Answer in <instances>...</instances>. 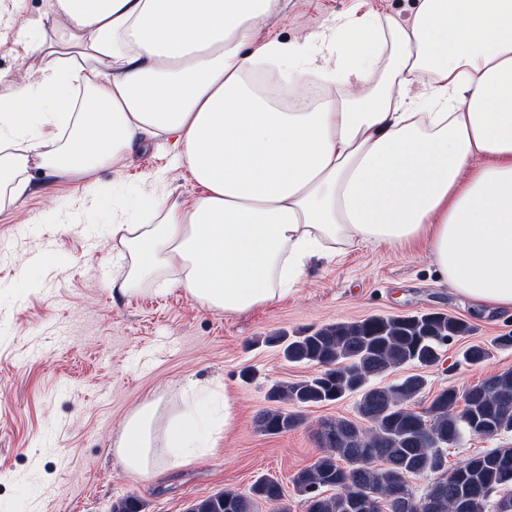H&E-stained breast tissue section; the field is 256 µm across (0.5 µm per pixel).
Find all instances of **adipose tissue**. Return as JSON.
<instances>
[{"mask_svg": "<svg viewBox=\"0 0 512 512\" xmlns=\"http://www.w3.org/2000/svg\"><path fill=\"white\" fill-rule=\"evenodd\" d=\"M287 6L50 0L59 25L29 45L42 67L0 99V191L17 201L35 168L80 180L162 136L199 192L155 197L149 224L113 212V247L129 260L117 295L167 273L235 317L347 248L421 245L448 287L512 311V0H417L405 21L367 14L302 41L264 38ZM261 65L294 108L252 89ZM214 444L197 405L166 421L157 398L114 448L141 478Z\"/></svg>", "mask_w": 512, "mask_h": 512, "instance_id": "obj_1", "label": "adipose tissue"}]
</instances>
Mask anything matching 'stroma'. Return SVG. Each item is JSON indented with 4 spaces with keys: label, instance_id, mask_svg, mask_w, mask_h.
<instances>
[{
    "label": "stroma",
    "instance_id": "stroma-1",
    "mask_svg": "<svg viewBox=\"0 0 512 512\" xmlns=\"http://www.w3.org/2000/svg\"><path fill=\"white\" fill-rule=\"evenodd\" d=\"M416 0H289L266 26L269 37L304 40L334 22L371 13L411 17ZM49 0H0V74H31L43 64L27 50L39 26H51ZM33 186L0 208V512H111L133 494L144 512H185L216 492L248 493L262 476L283 486L291 512H305L293 486L324 449L322 421L357 419L358 394L300 405L302 424L269 435L258 417L272 408V387L313 377L291 363L276 338L371 316L445 313L469 324L440 361L423 368L426 384L410 406L423 410L443 388L458 391L512 370V315L476 307L438 278L425 252L370 245L348 248L310 269L297 291L249 314L227 318L199 307L166 279L113 297L120 268L112 252V205L148 212L149 185L191 201L196 185L175 164L171 140L152 138L125 161L75 183L36 173ZM473 344L483 362L463 361ZM211 393L212 409L232 403L234 418L213 451L163 474L135 478L113 443L128 415L161 399L176 416L192 392Z\"/></svg>",
    "mask_w": 512,
    "mask_h": 512
}]
</instances>
